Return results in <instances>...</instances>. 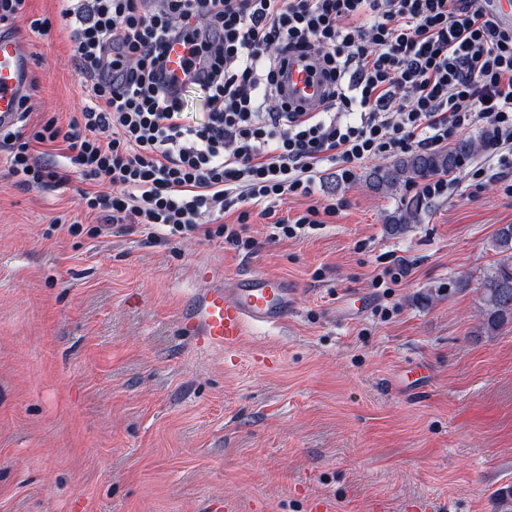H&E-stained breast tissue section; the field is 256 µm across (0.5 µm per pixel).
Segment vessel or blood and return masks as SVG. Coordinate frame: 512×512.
<instances>
[{
    "label": "vessel or blood",
    "instance_id": "b4317fda",
    "mask_svg": "<svg viewBox=\"0 0 512 512\" xmlns=\"http://www.w3.org/2000/svg\"><path fill=\"white\" fill-rule=\"evenodd\" d=\"M187 59V45L181 41L170 42L163 72V82L169 89L182 85ZM312 70L311 59H291L284 82L289 101L310 110L320 106L324 94V87ZM30 75L31 61L19 37L0 30V128L17 123ZM295 294L288 280L267 273L240 277L229 288L219 282L199 296L196 312L187 327L203 344L230 347L244 335L248 324L285 322Z\"/></svg>",
    "mask_w": 512,
    "mask_h": 512
}]
</instances>
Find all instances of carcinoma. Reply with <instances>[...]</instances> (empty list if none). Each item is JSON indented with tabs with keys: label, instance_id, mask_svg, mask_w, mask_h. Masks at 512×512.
Here are the masks:
<instances>
[{
	"label": "carcinoma",
	"instance_id": "obj_1",
	"mask_svg": "<svg viewBox=\"0 0 512 512\" xmlns=\"http://www.w3.org/2000/svg\"><path fill=\"white\" fill-rule=\"evenodd\" d=\"M477 149L478 145L474 141L462 139L446 149L405 153L390 164L374 167L367 179L376 189L393 192L411 182L425 181L453 172L473 156ZM423 206L425 202L419 197L403 201L386 218L389 233H402L416 220ZM491 248L498 259L483 275L478 287L482 318L480 325L485 333L495 332L512 323V224L498 228Z\"/></svg>",
	"mask_w": 512,
	"mask_h": 512
}]
</instances>
